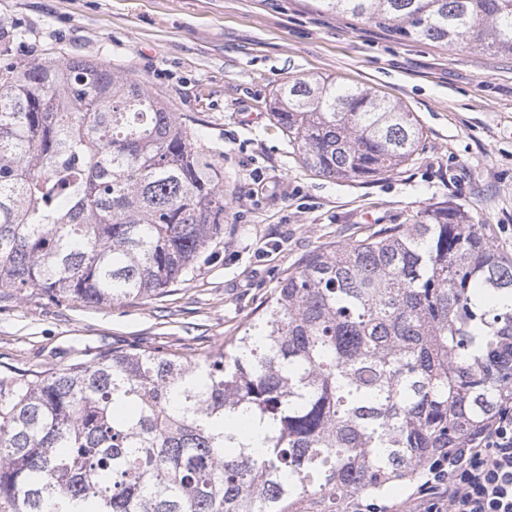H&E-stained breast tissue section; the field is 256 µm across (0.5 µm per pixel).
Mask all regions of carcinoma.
<instances>
[{
    "label": "carcinoma",
    "mask_w": 512,
    "mask_h": 512,
    "mask_svg": "<svg viewBox=\"0 0 512 512\" xmlns=\"http://www.w3.org/2000/svg\"><path fill=\"white\" fill-rule=\"evenodd\" d=\"M405 39L512 55V0H315ZM304 165L368 181L418 149L401 104L294 78ZM224 234V169L136 78L0 57V289L143 300ZM512 406V258L438 205L311 253L224 347L115 350L0 383L13 512H349Z\"/></svg>",
    "instance_id": "obj_1"
}]
</instances>
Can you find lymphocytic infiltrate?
Here are the masks:
<instances>
[{"label": "lymphocytic infiltrate", "instance_id": "1", "mask_svg": "<svg viewBox=\"0 0 512 512\" xmlns=\"http://www.w3.org/2000/svg\"><path fill=\"white\" fill-rule=\"evenodd\" d=\"M394 512H512V407L469 447L438 459Z\"/></svg>", "mask_w": 512, "mask_h": 512}]
</instances>
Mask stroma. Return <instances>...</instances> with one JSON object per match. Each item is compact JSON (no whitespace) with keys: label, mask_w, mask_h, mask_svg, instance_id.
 <instances>
[{"label":"stroma","mask_w":512,"mask_h":512,"mask_svg":"<svg viewBox=\"0 0 512 512\" xmlns=\"http://www.w3.org/2000/svg\"><path fill=\"white\" fill-rule=\"evenodd\" d=\"M0 49L110 63L193 124L224 168V235L169 292L101 305L0 292L2 382L135 346L199 357L309 253L442 202L512 257V55L403 40L311 0H0ZM313 75L413 112L417 153L370 181L306 170L271 99Z\"/></svg>","instance_id":"35a3bbf8"}]
</instances>
